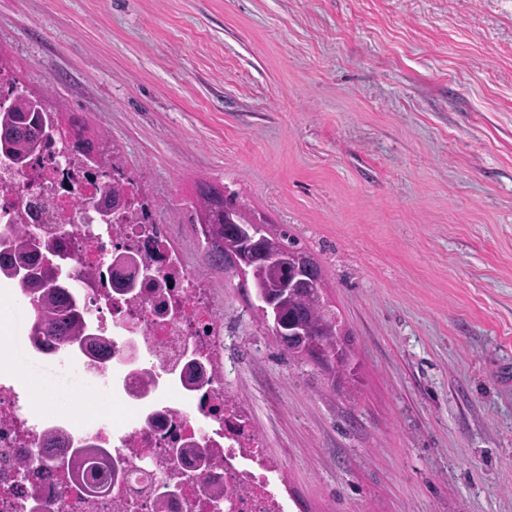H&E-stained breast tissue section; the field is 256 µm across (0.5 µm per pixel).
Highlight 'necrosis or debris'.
<instances>
[{
	"label": "necrosis or debris",
	"instance_id": "4bbe7bcc",
	"mask_svg": "<svg viewBox=\"0 0 512 512\" xmlns=\"http://www.w3.org/2000/svg\"><path fill=\"white\" fill-rule=\"evenodd\" d=\"M98 185L97 170L72 155L52 154L23 173L0 160V239L19 224L39 225L48 239L68 225L70 266L84 277L75 292L102 339L76 353L64 340L34 336L31 350L78 355L88 373L112 382L111 413L78 423L44 416L25 381L0 378V512H288L281 476L260 436L224 398L223 362L209 361L208 382L198 390L169 373L180 351L207 359L222 333L207 288L172 248L154 210L133 204L120 223H99L82 205ZM120 253L151 269L159 289L120 290L112 267ZM51 432L57 440L48 448ZM197 445L210 462L199 482L189 483L186 465L169 451ZM88 447L121 459L124 477L90 492L77 482H35L17 465L31 453L49 458ZM211 482L223 485V497L204 494L203 484Z\"/></svg>",
	"mask_w": 512,
	"mask_h": 512
}]
</instances>
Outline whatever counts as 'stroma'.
<instances>
[{
	"label": "stroma",
	"instance_id": "35a3bbf8",
	"mask_svg": "<svg viewBox=\"0 0 512 512\" xmlns=\"http://www.w3.org/2000/svg\"><path fill=\"white\" fill-rule=\"evenodd\" d=\"M30 90L109 129L224 321L290 512H512V0H0ZM319 262L356 396L287 357L185 222L199 183ZM51 412L98 378L29 351Z\"/></svg>",
	"mask_w": 512,
	"mask_h": 512
}]
</instances>
